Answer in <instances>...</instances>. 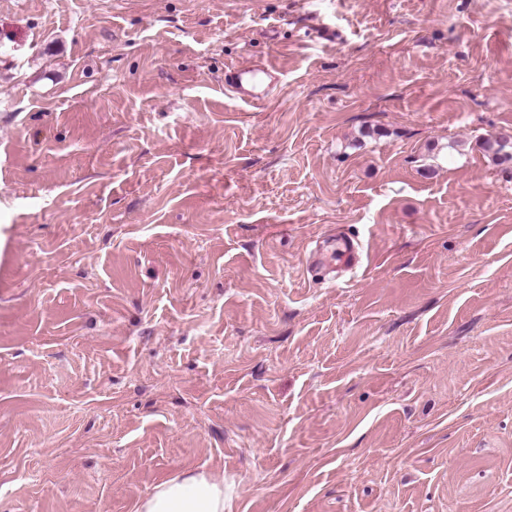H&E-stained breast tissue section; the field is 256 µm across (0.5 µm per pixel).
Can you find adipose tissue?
Masks as SVG:
<instances>
[{
    "label": "adipose tissue",
    "instance_id": "ef3b65f1",
    "mask_svg": "<svg viewBox=\"0 0 512 512\" xmlns=\"http://www.w3.org/2000/svg\"><path fill=\"white\" fill-rule=\"evenodd\" d=\"M137 512H224V480L207 472H184L157 485Z\"/></svg>",
    "mask_w": 512,
    "mask_h": 512
}]
</instances>
